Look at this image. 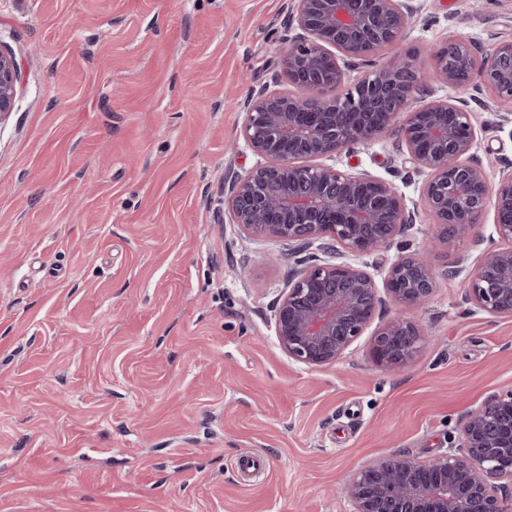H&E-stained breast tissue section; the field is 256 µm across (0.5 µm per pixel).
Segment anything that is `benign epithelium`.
Returning <instances> with one entry per match:
<instances>
[{"label": "benign epithelium", "instance_id": "obj_1", "mask_svg": "<svg viewBox=\"0 0 512 512\" xmlns=\"http://www.w3.org/2000/svg\"><path fill=\"white\" fill-rule=\"evenodd\" d=\"M417 0H296L281 51L282 72L294 91L268 86L245 101L241 135L266 163L224 182V214L253 236L285 240L299 249L319 244L368 255L396 243L412 223L394 183L323 163L353 143L395 132L414 169L425 175L423 203L435 216L433 239L448 245L471 238L493 208L499 245L466 274L469 311L512 317V173L495 183L471 160L477 140L472 113L433 97L434 85H470L512 103V40L479 51L464 37L446 42L431 73L405 61L377 66L374 56L395 45L417 14ZM360 60L369 67L353 92L330 97L321 89L344 81ZM19 67L0 50V121L14 111ZM288 280L275 309V333L288 358L310 369L338 363L386 303L397 313L377 327L373 363L394 372L426 341L405 312L434 293L430 262L401 254L377 283L365 269L316 254ZM512 482V389L473 407L448 450L428 462L396 451L356 471L338 487L352 512H512L498 494Z\"/></svg>", "mask_w": 512, "mask_h": 512}]
</instances>
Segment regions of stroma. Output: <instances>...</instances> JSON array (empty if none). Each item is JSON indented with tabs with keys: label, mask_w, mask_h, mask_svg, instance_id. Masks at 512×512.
Wrapping results in <instances>:
<instances>
[{
	"label": "stroma",
	"mask_w": 512,
	"mask_h": 512,
	"mask_svg": "<svg viewBox=\"0 0 512 512\" xmlns=\"http://www.w3.org/2000/svg\"><path fill=\"white\" fill-rule=\"evenodd\" d=\"M398 47L428 69L449 36L512 39V0H419ZM295 0H0L20 68L0 123V512H351L336 482L394 451L426 462L468 411L512 388V317L468 312L490 248L430 247L425 181L396 135L337 154L394 182L413 213L396 244L342 261L383 279L429 256V334L387 373L364 333L335 365L280 349L291 245L218 223L224 180L261 164L240 129L279 74ZM463 98L472 151L512 171V118Z\"/></svg>",
	"instance_id": "35a3bbf8"
}]
</instances>
